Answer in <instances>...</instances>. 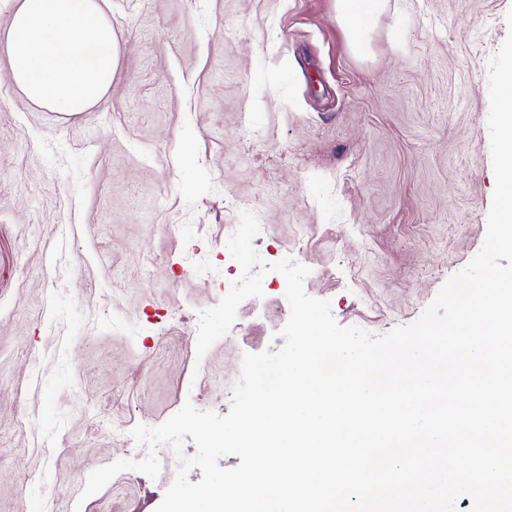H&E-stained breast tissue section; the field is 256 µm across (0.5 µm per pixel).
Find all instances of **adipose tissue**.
Here are the masks:
<instances>
[{
	"mask_svg": "<svg viewBox=\"0 0 512 512\" xmlns=\"http://www.w3.org/2000/svg\"><path fill=\"white\" fill-rule=\"evenodd\" d=\"M107 0H12L6 32L9 79L31 103L77 113L110 88L117 39ZM386 0H336L350 48L366 52Z\"/></svg>",
	"mask_w": 512,
	"mask_h": 512,
	"instance_id": "ef3b65f1",
	"label": "adipose tissue"
}]
</instances>
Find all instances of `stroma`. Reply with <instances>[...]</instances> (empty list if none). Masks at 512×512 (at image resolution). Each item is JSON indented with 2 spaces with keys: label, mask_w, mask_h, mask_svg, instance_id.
Returning <instances> with one entry per match:
<instances>
[{
  "label": "stroma",
  "mask_w": 512,
  "mask_h": 512,
  "mask_svg": "<svg viewBox=\"0 0 512 512\" xmlns=\"http://www.w3.org/2000/svg\"><path fill=\"white\" fill-rule=\"evenodd\" d=\"M336 0H108L119 60L87 111L27 102L0 43V512H75L139 424L227 414L244 354L278 349L282 274L197 355L241 274L227 240L310 268L335 320L414 322L482 248L488 70L512 0H388L355 55ZM119 473L94 512H155Z\"/></svg>",
  "instance_id": "stroma-1"
}]
</instances>
